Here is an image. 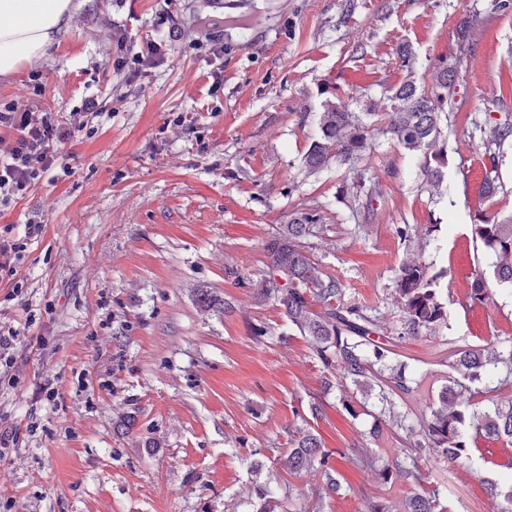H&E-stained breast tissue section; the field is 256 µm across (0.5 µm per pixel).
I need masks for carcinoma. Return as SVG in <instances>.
Wrapping results in <instances>:
<instances>
[{"mask_svg": "<svg viewBox=\"0 0 512 512\" xmlns=\"http://www.w3.org/2000/svg\"><path fill=\"white\" fill-rule=\"evenodd\" d=\"M436 82L429 89H418L406 80L392 90L389 110L377 115L384 122L382 133L403 152L423 159L422 175L438 190L445 181L447 155L436 148L442 133L445 104L454 87L458 65L440 58L436 63ZM371 112H352L342 100H325L315 113L316 131L302 155V165L310 173L344 165L352 170L369 158L375 146V122L365 118ZM491 136L498 146L512 141V123H495ZM361 202L364 217L374 211L380 200L377 184L365 186ZM322 217L299 209L288 214V223L281 224L263 244L264 274L258 295L284 310L288 321L305 336L311 350L330 372L334 380H324L325 388L351 384L360 392L378 390L381 414L396 418L400 429L418 433L415 440H400V455L379 470V479L388 482L400 477L413 483L419 491L409 496L402 512H443L439 490L425 489L427 475L409 463L422 452H438L466 466L472 461L470 445L481 439L501 440L512 446V403L494 405L484 410L473 402L474 394L466 382L492 377L496 385L488 392L512 388V348L494 350L481 345H465L448 352V367L456 373L439 395L440 405L430 416L417 419V427L406 424L407 415L399 410L405 397L418 386V371L402 361L386 367V358L394 353L397 342L431 331L448 321L442 295L448 285L443 282L447 272H432L426 265L409 259L399 267L396 301L403 312V328L395 337L380 333L363 307L346 298L345 286L325 272L305 250L304 239L319 232ZM472 234L493 254L492 276L481 271L475 274L469 292L460 306L468 309L488 298L489 278L512 284V213L505 216L480 214L471 225ZM331 453L321 449V441L309 431H300L288 449V469L299 473L319 465L325 482L317 491L320 499L336 493L339 485L336 471L330 464ZM489 496L495 512H512V483H490Z\"/></svg>", "mask_w": 512, "mask_h": 512, "instance_id": "obj_1", "label": "carcinoma"}]
</instances>
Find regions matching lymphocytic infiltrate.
<instances>
[{"instance_id": "obj_1", "label": "lymphocytic infiltrate", "mask_w": 512, "mask_h": 512, "mask_svg": "<svg viewBox=\"0 0 512 512\" xmlns=\"http://www.w3.org/2000/svg\"><path fill=\"white\" fill-rule=\"evenodd\" d=\"M160 22L167 27L161 38L143 41L130 59H117L113 63L116 76H123L127 65L137 69L155 68L167 60L172 42L182 39L192 43L210 45L220 54L224 45L217 33L224 27L222 16L208 20L186 22L171 13H163ZM101 104L95 98L85 99L81 106L70 112H48L34 102L9 103L0 107V212L9 209L41 179L44 173L59 161V147L90 130L100 117Z\"/></svg>"}]
</instances>
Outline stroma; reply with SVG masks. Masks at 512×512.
<instances>
[{
  "mask_svg": "<svg viewBox=\"0 0 512 512\" xmlns=\"http://www.w3.org/2000/svg\"><path fill=\"white\" fill-rule=\"evenodd\" d=\"M67 28L36 66L0 77V103L39 96L67 112L96 96L93 129L62 145L58 169L0 215L42 222L27 239L16 282H0V324L19 344L0 383V424L20 429L0 457V512H253L280 489L282 512H362L372 496L400 512L413 487L382 483L352 462L360 449L386 464L399 443L376 393L351 417L338 390L282 308L257 296L263 244L296 204L322 216L307 247L348 298L388 330L402 328L397 273L412 257L448 272V323L404 339L424 376L407 403L430 414L448 384L447 345L512 346V286L485 304L458 305L493 255L471 232L478 213L512 212V145L497 149L474 120L512 118V8L491 0H223L224 52L174 42L167 62L117 79L99 20L112 15L131 44L159 36V13H208V0H76ZM470 18L474 52L459 69L442 126L448 193L434 194L419 159L376 138L369 177L384 203L348 221L336 191L357 177L339 166L310 174L301 157L326 85L352 111H382L407 75L400 45L418 58L411 77L431 86L438 58L461 57L456 24ZM223 82L210 92L209 74ZM501 187L482 192L490 153ZM235 269L239 280L227 278ZM20 294H13L14 283ZM218 307L204 313L197 296ZM322 401L321 415L310 405ZM134 419L132 428L121 424ZM334 456L339 495L321 500L319 471L289 472L297 430ZM448 512H494L487 481L512 475V447L479 441L462 467L419 457Z\"/></svg>",
  "mask_w": 512,
  "mask_h": 512,
  "instance_id": "1",
  "label": "stroma"
}]
</instances>
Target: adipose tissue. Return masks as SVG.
I'll return each mask as SVG.
<instances>
[{"label":"adipose tissue","instance_id":"1","mask_svg":"<svg viewBox=\"0 0 512 512\" xmlns=\"http://www.w3.org/2000/svg\"><path fill=\"white\" fill-rule=\"evenodd\" d=\"M73 13V0H0V76L43 58Z\"/></svg>","mask_w":512,"mask_h":512}]
</instances>
